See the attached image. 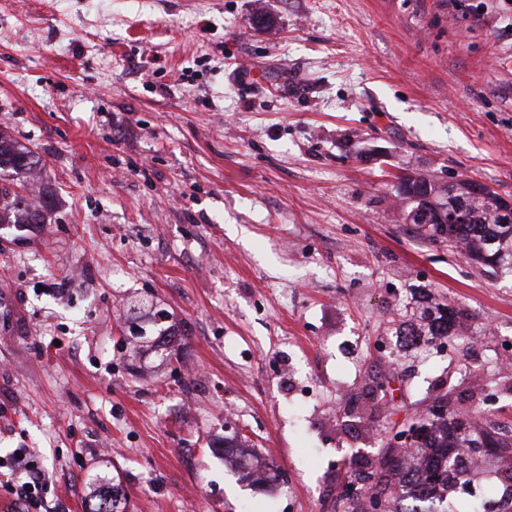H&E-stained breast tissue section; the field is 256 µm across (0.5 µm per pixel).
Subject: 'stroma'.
I'll list each match as a JSON object with an SVG mask.
<instances>
[{
    "label": "stroma",
    "instance_id": "stroma-1",
    "mask_svg": "<svg viewBox=\"0 0 512 512\" xmlns=\"http://www.w3.org/2000/svg\"><path fill=\"white\" fill-rule=\"evenodd\" d=\"M0 132L56 196L0 228V504L18 448L45 512L101 475L130 512H342L437 396L512 436V275L393 197L417 171L512 200V0H0ZM422 288L470 337L397 345ZM134 303L175 354L139 350ZM229 431L277 483L240 482ZM505 459L473 454L448 502L511 496Z\"/></svg>",
    "mask_w": 512,
    "mask_h": 512
}]
</instances>
